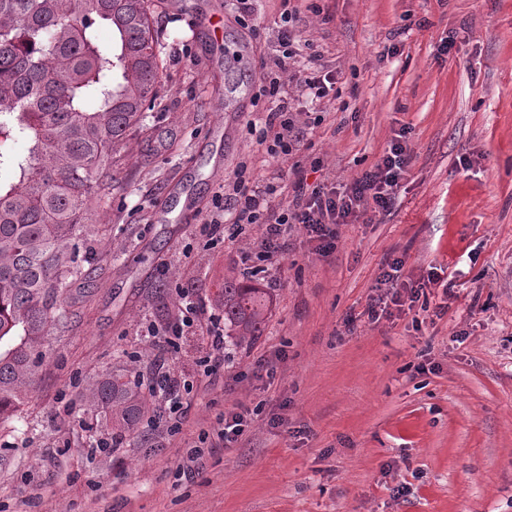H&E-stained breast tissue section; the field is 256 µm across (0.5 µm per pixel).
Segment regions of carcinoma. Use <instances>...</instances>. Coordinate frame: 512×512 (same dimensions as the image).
Here are the masks:
<instances>
[{"mask_svg": "<svg viewBox=\"0 0 512 512\" xmlns=\"http://www.w3.org/2000/svg\"><path fill=\"white\" fill-rule=\"evenodd\" d=\"M110 34L100 39V31ZM151 0H0V421L24 404L51 331L70 319L72 284L93 261L92 213L112 194V152L161 88ZM24 154L5 146L17 136ZM224 348L263 335L269 296L229 276ZM111 416L112 436L151 406L126 371L84 394Z\"/></svg>", "mask_w": 512, "mask_h": 512, "instance_id": "1", "label": "carcinoma"}]
</instances>
